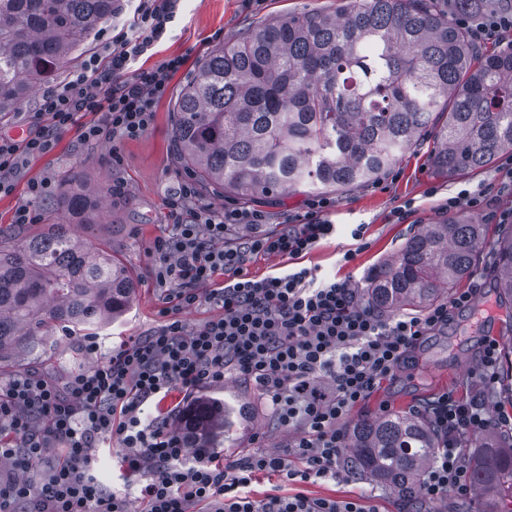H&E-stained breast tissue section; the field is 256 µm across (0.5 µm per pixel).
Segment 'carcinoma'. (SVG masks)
<instances>
[{
    "label": "carcinoma",
    "instance_id": "obj_1",
    "mask_svg": "<svg viewBox=\"0 0 512 512\" xmlns=\"http://www.w3.org/2000/svg\"><path fill=\"white\" fill-rule=\"evenodd\" d=\"M116 0H0V119L49 83L112 19ZM177 162L204 190L245 203L303 185L348 189L375 180L429 139L440 175L490 167L512 152V48L485 52L437 0H344L334 12L249 29L198 63L171 111ZM112 187L68 174L54 221L21 240L0 227V367L47 351L57 326L87 330L122 317L135 281L112 253L75 235L102 223ZM484 225L429 224L378 264L362 291L380 314L425 309L476 272ZM496 304L512 303V225L495 247ZM245 410L203 398L178 426L199 448L236 445ZM351 473L415 499L438 440L397 411L346 427ZM477 512L512 499V434L471 442Z\"/></svg>",
    "mask_w": 512,
    "mask_h": 512
}]
</instances>
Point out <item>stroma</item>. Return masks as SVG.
Wrapping results in <instances>:
<instances>
[{
	"mask_svg": "<svg viewBox=\"0 0 512 512\" xmlns=\"http://www.w3.org/2000/svg\"><path fill=\"white\" fill-rule=\"evenodd\" d=\"M342 3L343 0H263L258 10L248 12L241 0H182L168 36L151 57L141 62L142 68L151 69L172 55L189 57L188 71L172 79L170 96L158 103L154 127L142 138L125 142L116 149L105 142L87 147L79 144L73 133H64L56 153L34 161L18 179L14 193L0 197V225L6 226L11 224L16 207L27 199L28 180L49 176L58 181L65 174L79 172L117 186L112 208L103 223L75 228L82 239L112 251L138 281V296L126 315L99 331L103 349L149 335L163 323L162 295L153 279L149 247L167 230L164 199L176 188L181 173L172 155L170 110L175 96L190 78V69L196 68L218 42L235 39L249 28L291 14L335 11ZM113 149L121 158L116 166L107 162ZM498 177L499 171L494 166L449 179L435 175L430 145L420 140L408 147L400 161L373 184L332 193L336 206L330 219L336 226V234L318 243L306 256L305 263L318 267L321 276L348 279L358 288L363 287L367 273L374 266L395 253L406 238L425 225L464 219L486 227L474 275L481 284L480 294L470 307L455 310L447 329L436 332L413 349L394 379L382 382L364 405L352 410V418L378 414L385 409L411 411L420 403L449 391L464 395L474 387L469 373L477 367L485 341L495 340L502 347L512 342V334L507 331L512 324V309L498 307L492 291L498 222L486 220L484 214L464 205L449 213L438 209L440 203L460 190L477 189ZM314 195V190L302 186L285 194L271 195L259 207L269 215L270 230L280 231L305 213L306 204ZM406 204L412 207L411 215L406 220H397L396 210ZM356 224L365 225L369 246L358 252L353 262L339 266L340 252L353 244L350 231ZM83 339V334L69 335L64 328H56L49 338L55 355L24 360L23 367L50 374L58 383H65L70 372L93 363L92 356L82 348ZM233 387L248 404V421L237 432V448H220V455L227 460L236 457L238 451L251 448L258 435L265 437L268 447H284L288 435L272 421L254 387L240 381L234 382ZM274 488L283 495L300 492L311 498H347L366 493L373 496L380 512L403 509L401 499L391 488L348 473L334 481L276 483L263 478L252 483L249 491L260 499Z\"/></svg>",
	"mask_w": 512,
	"mask_h": 512,
	"instance_id": "35a3bbf8",
	"label": "stroma"
}]
</instances>
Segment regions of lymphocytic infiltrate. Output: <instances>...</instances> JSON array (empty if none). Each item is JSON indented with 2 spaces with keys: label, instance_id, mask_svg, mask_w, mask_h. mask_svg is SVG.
I'll return each mask as SVG.
<instances>
[{
  "label": "lymphocytic infiltrate",
  "instance_id": "obj_1",
  "mask_svg": "<svg viewBox=\"0 0 512 512\" xmlns=\"http://www.w3.org/2000/svg\"><path fill=\"white\" fill-rule=\"evenodd\" d=\"M180 0H117L115 36L108 56L88 55L67 82L45 91L25 136L0 135V195L12 194L29 163L52 154L63 133L86 145L120 144L143 137L154 125L157 102L168 96L187 55H173L152 69L137 62L152 55L177 18ZM454 19L475 44L500 43L512 33V0L497 8L456 11ZM91 121H84V114ZM164 206L167 235L149 248L157 288L163 292V324L152 334L100 353L85 340L91 367L72 373L64 387L34 373L0 383V430L14 441L0 445V512H129L130 500L97 485L90 473L98 448L113 442L125 474L142 482L136 498L145 512H379L370 497L310 498L298 493L255 499L258 477L291 482L335 480L348 464L345 426L383 380L393 378L420 341L448 325L453 310L468 306L478 287L415 316L383 317L361 301L347 280L320 277L302 258L335 235L333 203L317 196L304 215L279 232L265 231V211L204 202L192 175H184ZM247 234H240V227ZM287 257L264 278L250 276V260ZM221 317L189 329L184 312L202 303ZM498 344L487 341L476 373L480 386L466 398L444 393L421 408L439 451L421 485L423 501L466 497L471 471L469 435L490 427L512 429V416L490 419L485 390L498 380ZM239 377L252 383L273 421L288 431L282 450L257 446L226 462L188 440L169 420L148 418L144 406L174 389L192 393ZM59 462L40 481L24 474L50 449Z\"/></svg>",
  "mask_w": 512,
  "mask_h": 512
}]
</instances>
